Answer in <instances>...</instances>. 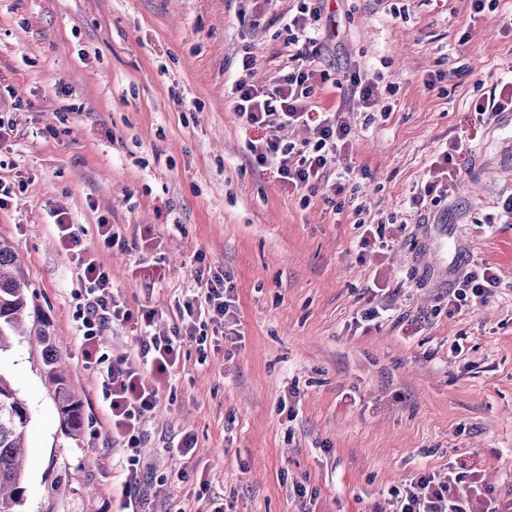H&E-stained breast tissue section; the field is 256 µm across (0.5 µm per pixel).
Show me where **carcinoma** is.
Instances as JSON below:
<instances>
[{"label":"carcinoma","mask_w":512,"mask_h":512,"mask_svg":"<svg viewBox=\"0 0 512 512\" xmlns=\"http://www.w3.org/2000/svg\"><path fill=\"white\" fill-rule=\"evenodd\" d=\"M28 279L13 245L0 237V351L13 336H26L43 346L45 374L53 387L57 411L64 434L81 435L85 414L75 399L70 378L60 367V353L44 316L28 322L30 299ZM28 405L11 381L0 373V512H17L24 496L23 478Z\"/></svg>","instance_id":"cac0c4a2"}]
</instances>
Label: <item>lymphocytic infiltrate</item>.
<instances>
[{
    "label": "lymphocytic infiltrate",
    "mask_w": 512,
    "mask_h": 512,
    "mask_svg": "<svg viewBox=\"0 0 512 512\" xmlns=\"http://www.w3.org/2000/svg\"><path fill=\"white\" fill-rule=\"evenodd\" d=\"M307 11V6H300L284 25L288 33L287 43L296 50V63L276 77L272 84L258 86L252 83L254 56L250 47H242L240 71L230 89L233 108L248 123L266 132L265 140L250 148L256 164L263 166L277 162L279 177L289 189L311 193L316 192L328 173H335V194H349L355 201L361 191L360 181L351 178L349 172L334 170L337 155L347 150L351 143L352 129L344 122L341 112L319 114L315 111L318 86L314 64L322 54L323 44L307 24ZM292 125L309 127V137L298 142L284 141L279 132ZM462 151V144L453 140L438 154L431 164L433 179L426 181L413 199L417 210H425L427 202L437 201L448 194L456 182L454 166ZM56 227L62 246L77 257L84 296L78 326L82 355L87 363L97 367L112 434L129 452L122 506L124 512H136L137 500L132 497L131 489L139 482L137 450L141 421L157 408L159 389L171 378L180 359L181 343L195 329L194 317L204 315L210 320L222 321L225 338L236 335L235 285L229 274L207 265L203 253H194L196 286L177 302L185 322L172 334H157L152 330V311H131L114 294L109 271L83 248L79 228L62 219ZM500 285L501 281L491 267L466 272L450 291L448 303L461 307L469 297L487 298ZM117 322L130 323L139 329L141 341L136 357L115 359L102 353L104 328ZM465 479L470 482L471 494L462 499L456 496L454 488ZM397 501L399 512H505L492 490L484 486L481 476L475 472L464 476L452 470L444 481L433 473L422 474L405 486Z\"/></svg>",
    "instance_id": "1"
}]
</instances>
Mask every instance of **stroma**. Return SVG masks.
Returning <instances> with one entry per match:
<instances>
[{"mask_svg":"<svg viewBox=\"0 0 512 512\" xmlns=\"http://www.w3.org/2000/svg\"><path fill=\"white\" fill-rule=\"evenodd\" d=\"M299 4L0 0V120L12 128L0 237L23 260L85 410L80 438H67L41 347L17 339L0 352L30 411L20 512L122 510L128 451L81 356L80 270L57 238L61 212L115 295L154 309V331L179 325L195 252L236 286L242 341L211 322L185 337L142 420L139 512H209L214 497L224 512H395L392 489L452 467L512 501V216L485 221L512 194V112L484 124L471 110L512 81V0L477 15L469 0H320L317 104L352 127L336 168L368 173L358 213L336 209L330 185L306 198L276 165L255 167L248 145L264 133L225 94L242 45L257 85L287 66L283 25ZM350 68L392 86L387 115L368 119L338 86ZM430 72L443 80L426 86ZM453 139L466 146L455 192L414 212V189ZM380 221L386 247L358 253L359 223ZM102 224L122 243L104 244ZM433 224L460 237L446 265H490L501 288L449 310L423 250ZM372 285L388 313L365 333L353 317ZM187 432L197 446L182 457L172 446ZM297 481L314 500L295 497Z\"/></svg>","mask_w":512,"mask_h":512,"instance_id":"stroma-1","label":"stroma"}]
</instances>
